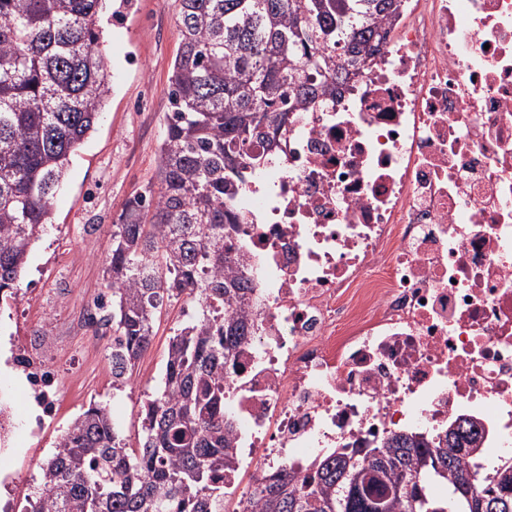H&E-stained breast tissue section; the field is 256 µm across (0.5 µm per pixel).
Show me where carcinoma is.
Returning a JSON list of instances; mask_svg holds the SVG:
<instances>
[{
  "label": "carcinoma",
  "instance_id": "obj_1",
  "mask_svg": "<svg viewBox=\"0 0 512 512\" xmlns=\"http://www.w3.org/2000/svg\"><path fill=\"white\" fill-rule=\"evenodd\" d=\"M401 0H179L171 112L158 190L127 200L112 225V388L128 383L164 301L194 309L169 345L161 385L127 446L107 405L72 419L42 463L27 512H224V369L249 335L226 303L252 291L232 241L238 187L258 167L254 142L300 105L355 74ZM103 0H0V294L14 295L50 220L71 156L111 92L95 30ZM475 433L441 445L393 433L336 452L305 479L283 466L260 479L252 512H512V466L470 465ZM448 487L437 501L430 485Z\"/></svg>",
  "mask_w": 512,
  "mask_h": 512
}]
</instances>
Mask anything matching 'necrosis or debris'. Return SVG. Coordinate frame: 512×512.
Here are the masks:
<instances>
[{
  "instance_id": "1",
  "label": "necrosis or debris",
  "mask_w": 512,
  "mask_h": 512,
  "mask_svg": "<svg viewBox=\"0 0 512 512\" xmlns=\"http://www.w3.org/2000/svg\"><path fill=\"white\" fill-rule=\"evenodd\" d=\"M361 74L298 108L237 193L252 326L224 374L233 456L304 477L341 448L464 422L512 464V0H403ZM47 330L15 337L31 400Z\"/></svg>"
}]
</instances>
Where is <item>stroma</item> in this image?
<instances>
[{
    "instance_id": "1",
    "label": "stroma",
    "mask_w": 512,
    "mask_h": 512,
    "mask_svg": "<svg viewBox=\"0 0 512 512\" xmlns=\"http://www.w3.org/2000/svg\"><path fill=\"white\" fill-rule=\"evenodd\" d=\"M120 13L103 11L104 53L112 94L94 131L71 158L48 224L36 241L14 297L0 299V400L13 405L9 453H0V504L25 512L26 497L40 465L70 421L90 403H106L119 432L136 445L141 406L158 388L169 343L188 320L182 301L164 306L154 324L151 348L138 363L135 380L112 387V352L84 344L72 320L106 292L104 269L112 249V226L124 203L156 181L159 143L171 110L169 71L180 42L174 0H112ZM51 320V363L63 393L53 417L40 418L27 400V383L11 361L13 332Z\"/></svg>"
}]
</instances>
